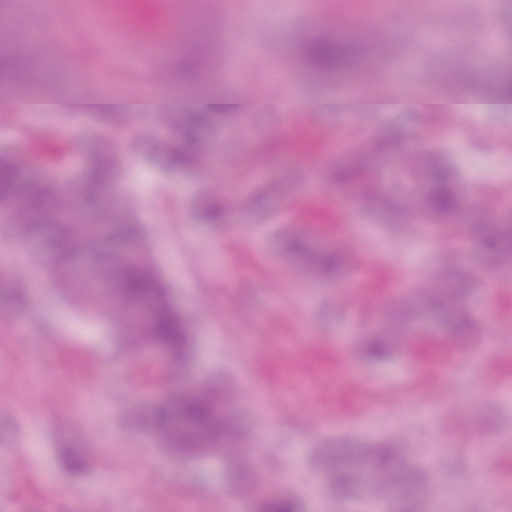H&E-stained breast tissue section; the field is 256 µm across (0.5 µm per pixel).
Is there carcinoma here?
<instances>
[{"label":"carcinoma","mask_w":512,"mask_h":512,"mask_svg":"<svg viewBox=\"0 0 512 512\" xmlns=\"http://www.w3.org/2000/svg\"><path fill=\"white\" fill-rule=\"evenodd\" d=\"M356 44L338 35L320 34L306 42L301 59L306 71L316 79L339 75L354 64ZM195 52L185 54L176 70L182 82L198 73ZM22 65L21 57L8 49L0 50V79L7 78ZM498 108H512V71L501 75L497 83ZM217 118L206 101L198 99L178 113L180 145L165 155L166 163L185 168L196 160L191 146L203 129ZM30 160L19 155H0V206L19 208L20 220L15 225L18 234L45 238L55 255L54 277L63 285L64 294L80 303L89 314L112 319L115 331L125 345L136 349L153 348L162 351L178 365L190 349L188 325L174 307L162 284L141 232V225L123 218L93 224L84 218V205L97 201L101 191L112 179L117 160L102 144L90 149L73 178L72 189L57 190L54 183L40 176L24 182L22 170ZM429 212L446 218L456 217L462 210L454 169L446 166L428 183L422 198ZM204 217L220 224L224 219V198L215 196L202 206ZM481 241L489 257L498 265L512 262V224H490L482 231ZM317 271L334 273L341 265V256L324 251L313 258ZM108 283L112 303L102 307L88 293L91 281ZM144 304L149 318L132 322L129 307ZM393 352V341L385 333L371 337L363 348L365 357L382 362ZM152 426L170 447L192 454L220 448L237 433L234 417L224 412L220 398L210 387L201 385L192 392L176 394L161 401L155 408ZM263 512H300L297 500L290 496L269 497Z\"/></svg>","instance_id":"cac0c4a2"}]
</instances>
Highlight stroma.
Wrapping results in <instances>:
<instances>
[{"label":"stroma","mask_w":512,"mask_h":512,"mask_svg":"<svg viewBox=\"0 0 512 512\" xmlns=\"http://www.w3.org/2000/svg\"><path fill=\"white\" fill-rule=\"evenodd\" d=\"M223 37L201 49L194 83L159 88L160 98L195 94L242 99L292 96L301 109L229 114L206 128L209 165L172 169L160 159L174 140L159 112L116 116L90 132L63 124L45 163L38 141L45 112L0 121V146L27 151L29 172L66 183L80 162L71 147L108 141L121 165L112 177L120 208L147 229L151 257L190 325L191 353L178 367L152 351L129 356L105 318L78 310L45 275L46 239L6 233L0 206V512H228L239 477L259 481L240 512L268 495L294 496L301 512H367L373 477L355 471L336 492V466L385 443L411 484H385L379 512H512V279L482 249L478 228L512 221V112H373L312 108L321 84L303 70L298 46L334 23L331 0H189ZM386 34L366 41L380 60L354 91L420 96L459 90L490 95L512 57V0L435 7L403 0ZM485 35L486 48L457 56L458 42ZM18 85L67 99L91 87L113 96L144 82L108 60L94 41H66L29 54ZM450 163L466 205L463 222L441 226L415 209L432 166ZM366 166L393 206L353 195L336 173ZM232 179L238 198L223 223L200 204ZM341 250L334 277L314 276L308 253ZM475 278L462 299L459 333L427 296L438 277ZM389 333L395 353L375 363L363 344ZM348 364L351 386L327 384ZM218 383L236 415V444L201 457L171 452L145 423L161 399L195 383Z\"/></svg>","instance_id":"stroma-1"}]
</instances>
